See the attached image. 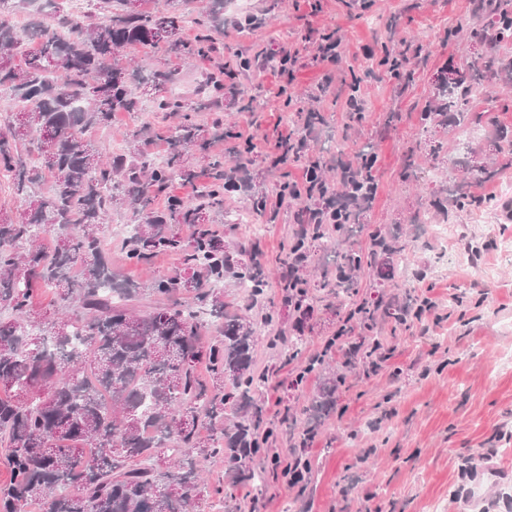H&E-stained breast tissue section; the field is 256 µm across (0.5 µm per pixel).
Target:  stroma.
I'll use <instances>...</instances> for the list:
<instances>
[{"mask_svg":"<svg viewBox=\"0 0 512 512\" xmlns=\"http://www.w3.org/2000/svg\"><path fill=\"white\" fill-rule=\"evenodd\" d=\"M252 15L261 26L246 28L240 20ZM477 0H242L239 10L224 14L220 50L210 57H175L164 47L129 49L146 68L170 70L167 90L195 106L207 74L223 72L225 85H245L252 101L225 99L219 110L192 113L209 144L206 151L189 150L193 163L202 155L233 166L229 147L253 144L250 183L239 192H225L224 210L211 222L224 250L238 256L241 248L257 247L269 276L264 300L250 304L240 294L234 273L224 275L226 311L248 316L257 329L255 368L269 374L260 403L264 427L274 429L267 449L256 458L266 470L259 495L235 485L226 474L223 457L208 458L203 487L206 512H483L499 493L512 494V253L499 250L512 240V222L502 206L512 197L502 193L512 182V165L502 154L512 138V71L485 81L471 97L468 111L484 115L481 126H459L442 118L422 127L420 108L436 101L448 77L467 74L489 46L473 37L482 27ZM342 40V60L329 66L314 58L315 48L329 33ZM423 44L398 75L370 76L383 50L400 43ZM291 44L299 59L292 77L281 75L276 51ZM264 55L262 70L241 69L237 55ZM360 77L365 100L362 120H353L346 107L348 86ZM320 113L309 154L324 160L342 157L357 161L365 144L376 151L377 190L372 204L359 214L360 229L346 244L368 251V233L383 230L404 243L402 253L366 261L347 296L332 289L337 234L326 229L309 241L310 260L299 269L306 283L310 319L297 324L278 286L298 226L295 209L278 201V189L298 180L302 161L271 168L268 154L281 137L301 134L303 115ZM165 112H118L107 127L89 129L85 137L97 147L112 149L127 134L141 130L152 154L169 150ZM496 169L492 179L481 169ZM265 198L277 211L275 222L255 232L235 221L237 212ZM446 224L444 239L428 237L423 214ZM106 251L121 278L143 287L138 310L156 306L146 289L153 279L183 273L180 254L158 253L150 263H129L120 239ZM401 298L427 296L439 305L440 324L428 333L419 327L394 326L377 319L373 331L390 346L385 370L366 376L362 369L347 373L336 391L333 412L322 418L305 451L310 477L304 492L290 489L284 475L290 430L283 413L300 414L319 388L317 377L303 383L295 378L307 357L337 334L351 309L377 294ZM356 328L350 341L370 333ZM299 336L291 352L271 347L272 336ZM492 452L480 461L478 477L465 482L461 459Z\"/></svg>","mask_w":512,"mask_h":512,"instance_id":"obj_1","label":"stroma"}]
</instances>
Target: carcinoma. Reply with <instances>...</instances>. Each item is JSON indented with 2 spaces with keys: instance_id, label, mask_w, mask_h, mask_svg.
Returning a JSON list of instances; mask_svg holds the SVG:
<instances>
[{
  "instance_id": "obj_1",
  "label": "carcinoma",
  "mask_w": 512,
  "mask_h": 512,
  "mask_svg": "<svg viewBox=\"0 0 512 512\" xmlns=\"http://www.w3.org/2000/svg\"><path fill=\"white\" fill-rule=\"evenodd\" d=\"M135 0H95L94 10L73 19L59 0H0V92L16 103L0 126V169L11 173L15 196L27 204L19 219L0 209V445L6 448L7 478L0 480V512H199L201 475L195 456L224 455L235 482L261 491L264 476L255 457L271 431L259 434L258 403L268 375L253 369L256 329L242 315L224 314V271L231 267L224 242L209 225L208 213L224 208V162L213 159L199 170L187 148L206 150L199 125L181 121L168 129L170 151L161 166L147 163L129 141L131 157L101 152L85 139L93 127L110 124L115 112H139L134 89L160 87L170 76L145 70L121 53L129 46L160 42L179 56H206L224 33V0H208L197 19L198 39L180 32L190 0H168L164 12H143ZM24 11L30 21L19 30L11 15ZM479 16L490 18L501 42H512V0H483ZM411 45L387 51L378 66L395 74L408 60ZM512 67L495 56L473 65L471 84L440 87L445 101L426 103L427 128L449 115L458 125L479 123L461 109L489 74ZM210 95L199 108L224 97L216 74L206 82ZM160 112H181L179 97L153 101ZM341 184L362 196L375 180L369 164L353 166ZM51 174L48 195L39 192ZM204 178L199 203L168 196L169 215L149 209L152 196L168 191L178 178L193 184ZM128 206L141 219L126 239L128 258L147 263L162 251H180L191 273L161 277L150 293L192 295L193 305L174 302L136 314L128 303L141 289L112 272L104 253L112 208ZM196 226L182 239L168 219ZM53 235L48 252L40 238ZM398 240L379 231L370 235V255L397 254ZM346 273L345 290L363 267L351 248L338 256ZM79 272H74V269ZM240 279L253 283L252 296L268 281L257 267ZM41 288L54 290L56 305L34 303ZM403 324L394 302L380 295L359 315L372 328L375 314ZM224 319L222 336L204 341L203 315ZM206 364L202 378L198 366ZM316 374L322 383L308 407L302 438L317 430L333 410L339 374L327 371L326 357L311 358L297 375L300 384Z\"/></svg>"
}]
</instances>
